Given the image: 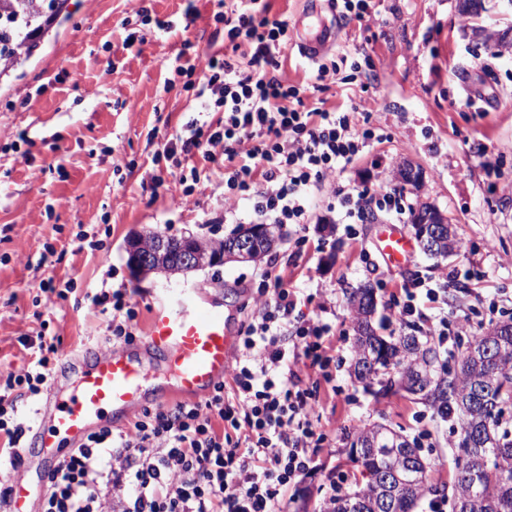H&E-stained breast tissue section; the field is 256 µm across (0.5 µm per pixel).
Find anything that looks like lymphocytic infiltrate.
Listing matches in <instances>:
<instances>
[{
    "label": "lymphocytic infiltrate",
    "mask_w": 512,
    "mask_h": 512,
    "mask_svg": "<svg viewBox=\"0 0 512 512\" xmlns=\"http://www.w3.org/2000/svg\"><path fill=\"white\" fill-rule=\"evenodd\" d=\"M214 19L233 50L184 58L175 71L204 101L205 118L186 122L155 161L178 167L174 207L193 204L201 181L194 157L224 164L228 224H307L315 190L343 223L373 214L401 223L406 195L375 179L359 185L338 173L383 135L355 118L354 108H326L319 94L340 73L318 64L312 87L277 74L288 47V22L270 15L269 0H227ZM317 91L307 101V90ZM217 120H210V113ZM108 308L115 339L132 342L136 318L127 288L100 286L87 297ZM333 329L305 317L282 278L247 325L230 383L196 402L145 408L123 430L103 426L61 459L49 475L41 512H281L292 484L315 469L328 441L314 421L316 392L301 386L295 365L329 377ZM30 362L0 380V464L19 468L32 429L29 413L51 386L59 337H21ZM232 398H225V391Z\"/></svg>",
    "instance_id": "obj_1"
}]
</instances>
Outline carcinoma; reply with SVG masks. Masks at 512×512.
Instances as JSON below:
<instances>
[{
  "label": "carcinoma",
  "mask_w": 512,
  "mask_h": 512,
  "mask_svg": "<svg viewBox=\"0 0 512 512\" xmlns=\"http://www.w3.org/2000/svg\"><path fill=\"white\" fill-rule=\"evenodd\" d=\"M66 0H0V76L21 66L48 31ZM355 350L351 373L386 394L402 390V379L422 377L418 399L446 417L458 414L461 437L451 485L453 507L468 512H512V319L498 322L468 341L450 373L437 368L439 354L430 339L413 333L386 339L371 318L373 288L351 293ZM396 432L380 425L360 427L347 436L350 461L363 468L365 482L338 493L327 512H385L376 492L391 463L388 445ZM380 448H369V438ZM417 482L398 500L396 512H415L419 501L436 492L427 482L428 463L417 456Z\"/></svg>",
  "instance_id": "1"
}]
</instances>
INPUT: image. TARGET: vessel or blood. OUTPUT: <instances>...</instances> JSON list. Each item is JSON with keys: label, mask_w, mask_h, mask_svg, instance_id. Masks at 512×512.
<instances>
[{"label": "vessel or blood", "mask_w": 512, "mask_h": 512, "mask_svg": "<svg viewBox=\"0 0 512 512\" xmlns=\"http://www.w3.org/2000/svg\"><path fill=\"white\" fill-rule=\"evenodd\" d=\"M333 0H311L297 23L300 54L314 61L336 41L338 26ZM390 261L409 260L412 252L398 229L384 234L378 244ZM234 318L223 301L196 294L180 299H158L150 316L143 350L127 347L90 349L75 357L63 355L60 384L54 385L36 411L37 422L28 445L56 464L64 445L78 446L95 426L119 425L146 404L173 398L198 401L208 397L223 380L235 342L229 332ZM164 358L173 371V385L148 387L143 353ZM33 488L19 480L12 486L14 512H31Z\"/></svg>", "instance_id": "obj_1"}]
</instances>
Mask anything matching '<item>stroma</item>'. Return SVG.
Returning a JSON list of instances; mask_svg holds the SVG:
<instances>
[{
  "instance_id": "35a3bbf8",
  "label": "stroma",
  "mask_w": 512,
  "mask_h": 512,
  "mask_svg": "<svg viewBox=\"0 0 512 512\" xmlns=\"http://www.w3.org/2000/svg\"><path fill=\"white\" fill-rule=\"evenodd\" d=\"M461 3L375 0L362 23L340 24L326 57L366 52L376 81L336 82L321 94L327 106H356L387 136L341 181L378 174L392 185L402 164L420 168V189L406 195L447 213L458 254L432 258L417 250L410 261L391 264L380 257L383 219L374 215L352 233L342 224H284L283 242L261 260L168 276L133 273L127 240L155 231L220 240L232 230L215 165L206 168L197 204L183 209L170 203L174 176L160 187L151 182L159 141L201 111L172 63L181 51L223 49L216 4L195 0L199 16L189 25L186 0H67L27 62L0 76V377L29 362L22 336L54 335L76 353L112 347L108 315L85 300L101 282L136 289V336L159 292L186 289L222 298L236 314L237 332L262 306L258 288L269 270L298 295L304 314L325 313L335 328L331 381L299 370L317 385L319 423L330 443L317 469L286 491L283 512H321L333 487L353 490L362 477L348 460L345 434L373 424L414 440L429 484L450 497L458 420L440 418L402 392L374 397L355 380L348 296L373 287L383 336L417 325L396 310L403 285L418 276L446 284L445 302L420 304L430 317L469 314L476 334L512 319V0H483L475 15L463 14ZM139 5L173 28L161 34L144 26L142 39L127 48L123 21ZM117 162L124 165L119 174ZM80 233L102 241V250L79 248ZM303 235L309 243L302 247ZM48 279L56 293L41 292Z\"/></svg>"
}]
</instances>
